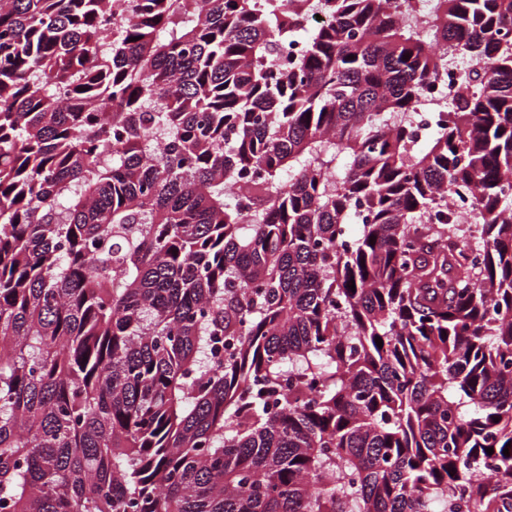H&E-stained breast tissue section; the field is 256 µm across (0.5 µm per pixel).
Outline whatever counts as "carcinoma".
Masks as SVG:
<instances>
[{"instance_id": "cac0c4a2", "label": "carcinoma", "mask_w": 512, "mask_h": 512, "mask_svg": "<svg viewBox=\"0 0 512 512\" xmlns=\"http://www.w3.org/2000/svg\"><path fill=\"white\" fill-rule=\"evenodd\" d=\"M318 7L0 0L3 512H512V0ZM460 66L453 61L448 67V73L444 76L442 92L436 96L423 99L421 106L415 112L416 128L420 138L430 131L435 123L447 112L448 96L453 95L459 89L458 72Z\"/></svg>"}]
</instances>
